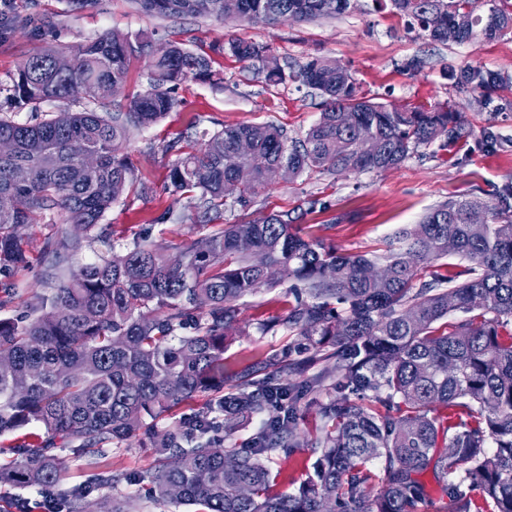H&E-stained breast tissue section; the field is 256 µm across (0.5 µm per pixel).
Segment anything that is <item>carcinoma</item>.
Listing matches in <instances>:
<instances>
[{"mask_svg":"<svg viewBox=\"0 0 512 512\" xmlns=\"http://www.w3.org/2000/svg\"><path fill=\"white\" fill-rule=\"evenodd\" d=\"M165 17L236 12L251 21L334 17L347 0H134ZM409 30L437 42H478L488 19L492 37L512 30L504 0H391ZM225 49L244 62H262L270 49L241 38ZM133 47L122 33H107L73 51L29 57L14 96L50 117L18 123L0 116V273L28 263L18 228L60 217L78 234L48 240L54 272L41 281L24 319L0 318V436L36 423L43 434L0 446V483L33 489L48 512H131L127 500L96 490L125 481L147 482L155 508L194 506L197 512H419L428 496L419 475L432 470L453 512H512V186L496 203L451 200L398 232L385 254L340 256L332 246L304 238L293 211L258 220L223 223L224 156L245 140L253 183L233 204L248 209L255 187L279 181L288 162L292 177L307 170L336 173L398 166L421 146L442 140L454 147L472 132L444 107L396 109L356 97L348 70L316 58L293 77L324 97L319 121L302 141L271 124L226 127L198 143L172 140L168 173L172 194L192 193L196 221L211 231L169 254L140 238L122 253L112 245L104 214L129 189L143 197L123 144L132 127L156 123L176 104L188 78L223 86L210 60L176 42L151 51L148 87L127 108L114 105ZM71 58L67 70L54 59ZM462 84L483 88L497 74L465 71ZM80 104L74 112L71 105ZM357 110L354 128L338 124V110ZM369 134L377 152L359 147ZM18 168L28 179L14 178ZM90 239L103 251L78 268L71 253ZM455 258L466 263L455 271ZM291 279L301 285L285 317L260 320L261 334L298 330L288 353L306 355L299 379L289 365L262 360L230 377L224 349L239 323L236 302L260 287ZM464 317L448 320L450 311ZM333 380L337 396L317 395ZM356 396L357 401L350 400ZM205 402L162 428L153 422L198 397ZM316 404L319 431L300 429V404ZM263 415L251 439L221 448L211 434L230 432L237 420ZM148 432L155 465L146 476L114 473L100 459L112 445ZM75 440L84 461L83 487L58 493L66 467L59 451ZM495 451L488 452V443ZM305 446L315 455L295 492L276 489L268 463ZM379 491H374L377 484Z\"/></svg>","mask_w":512,"mask_h":512,"instance_id":"cac0c4a2","label":"carcinoma"}]
</instances>
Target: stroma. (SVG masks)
I'll use <instances>...</instances> for the list:
<instances>
[{
	"label": "stroma",
	"mask_w": 512,
	"mask_h": 512,
	"mask_svg": "<svg viewBox=\"0 0 512 512\" xmlns=\"http://www.w3.org/2000/svg\"><path fill=\"white\" fill-rule=\"evenodd\" d=\"M112 31L127 35L137 48L117 95L118 104H126L147 87L150 57L140 49L145 41L183 43L191 52L210 57L213 70L224 78L220 88L187 79L176 93L177 104L171 112L151 126L130 130L124 151L151 192L144 198L132 195L120 200L105 213L103 221L115 231L117 250L146 235L173 254L209 231L208 226L195 223L193 200L171 195L166 188L175 159L165 150L169 141L184 135L197 139L203 133L242 123L267 122L301 137L318 121L322 99L314 90L292 80L266 85L263 74L231 53H220V46L233 38L271 47L288 72L315 58L335 59L351 73L358 96L386 105H448L472 135L451 151L436 143L420 147L392 169L333 174L314 170L258 188L250 209L225 208V223L293 210L318 196L330 201L331 207L304 214L305 238L334 245L342 254L380 255L399 229L419 223L448 199L477 197L486 202L499 189L512 185V80L481 89L456 80L467 69L512 77V30L490 42H432L408 31L390 0H354L340 16L271 23L210 16L159 17L142 12L133 0H95L83 10L73 9L71 0H12L9 23L0 30V115L19 122L29 120L31 109L14 97L13 83L30 55L47 48L70 50ZM414 60L419 63L415 69L410 66ZM483 129L497 135L494 149L485 148L477 139ZM168 208L185 214V221L157 223V216ZM68 231V225L45 220L23 228L32 265L0 275V315L23 314L54 261L44 248L46 239L63 238ZM293 302L284 285L263 288L239 300L243 332L224 352L226 373L265 358L284 357L297 333L281 330L264 335L257 323L272 315H287Z\"/></svg>",
	"instance_id": "obj_1"
}]
</instances>
